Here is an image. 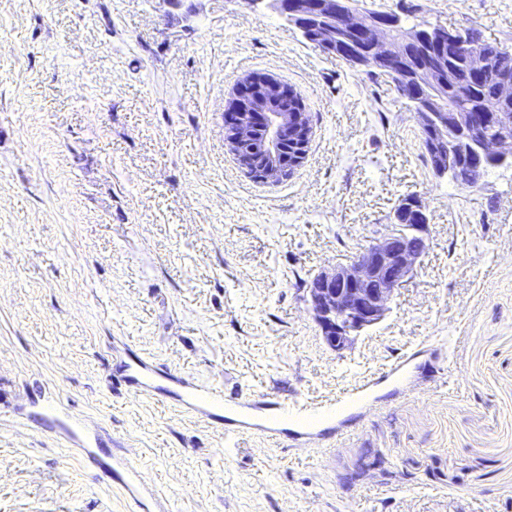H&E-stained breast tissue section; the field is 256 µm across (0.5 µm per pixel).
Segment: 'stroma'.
<instances>
[{"label": "stroma", "instance_id": "1", "mask_svg": "<svg viewBox=\"0 0 512 512\" xmlns=\"http://www.w3.org/2000/svg\"><path fill=\"white\" fill-rule=\"evenodd\" d=\"M512 46V0H364ZM296 88L313 135L245 178L237 84ZM418 194L429 249L379 324L331 350L305 300ZM144 356L225 401L364 399L305 434L135 396ZM404 363L402 373L388 370ZM129 457L146 512H512V168L437 176L409 101L268 0H0V512H129L40 423L47 400Z\"/></svg>", "mask_w": 512, "mask_h": 512}]
</instances>
